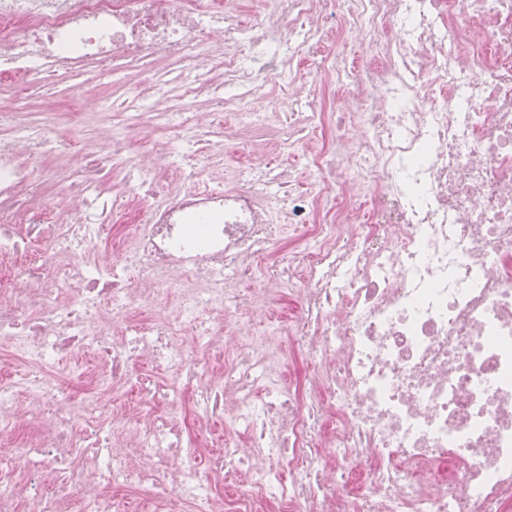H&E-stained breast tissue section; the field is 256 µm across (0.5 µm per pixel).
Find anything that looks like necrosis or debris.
<instances>
[{"label":"necrosis or debris","mask_w":512,"mask_h":512,"mask_svg":"<svg viewBox=\"0 0 512 512\" xmlns=\"http://www.w3.org/2000/svg\"><path fill=\"white\" fill-rule=\"evenodd\" d=\"M195 33L223 83L158 77L161 60L195 65ZM363 36L368 55L339 51ZM310 57L313 85L292 82ZM90 68L141 73L130 124L186 144L194 188L161 190L153 175L169 158L148 151L139 192L113 193L100 174L128 149L116 137L105 156L81 146L84 172L65 189L87 207L55 211L42 155L55 119L0 113V343L24 360L0 378V463L21 476L0 479V500L24 495L27 512L62 499L87 512H512V0H253L247 19L230 0H0L1 88ZM322 80L338 92L329 113L315 102ZM282 83L304 131L286 150L318 173L308 190L204 137L227 112L278 116L263 89ZM202 95L214 112L175 111ZM328 125L334 148L313 149ZM218 158L241 189L197 188ZM115 224L127 243L111 260L78 257ZM285 224L306 249L277 251ZM257 277L298 299L285 332L309 366L301 382L252 328ZM170 296L174 320L136 315ZM214 311L235 331L203 329ZM65 354L100 360L128 401L62 418L69 390L47 369ZM185 388L224 433L200 441L171 423ZM21 395L41 418L28 448Z\"/></svg>","instance_id":"1"}]
</instances>
